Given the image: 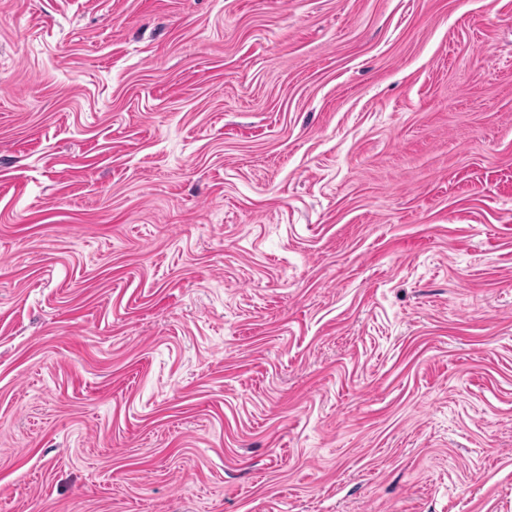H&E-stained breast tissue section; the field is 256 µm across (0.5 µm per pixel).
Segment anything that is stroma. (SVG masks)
<instances>
[{
  "label": "stroma",
  "mask_w": 512,
  "mask_h": 512,
  "mask_svg": "<svg viewBox=\"0 0 512 512\" xmlns=\"http://www.w3.org/2000/svg\"><path fill=\"white\" fill-rule=\"evenodd\" d=\"M0 512H512V0H0Z\"/></svg>",
  "instance_id": "35a3bbf8"
}]
</instances>
